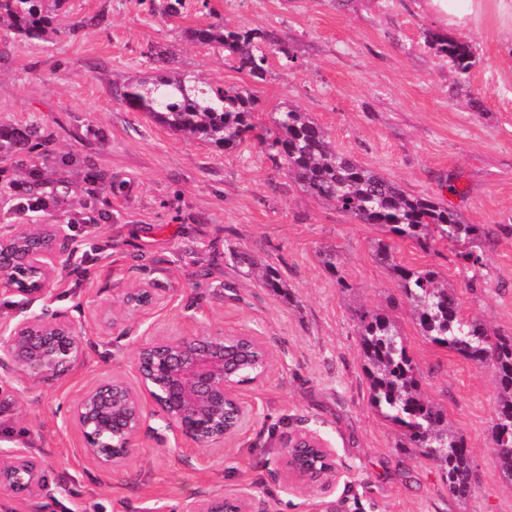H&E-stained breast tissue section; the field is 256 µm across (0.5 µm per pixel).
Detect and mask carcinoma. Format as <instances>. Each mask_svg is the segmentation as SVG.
Returning a JSON list of instances; mask_svg holds the SVG:
<instances>
[{
	"label": "carcinoma",
	"mask_w": 512,
	"mask_h": 512,
	"mask_svg": "<svg viewBox=\"0 0 512 512\" xmlns=\"http://www.w3.org/2000/svg\"><path fill=\"white\" fill-rule=\"evenodd\" d=\"M62 0H0V22L29 38L58 31ZM191 41L224 51L238 69L261 80L269 56L289 53L270 32L208 23L187 29ZM460 76L473 66L472 50L446 39H434ZM121 102L187 139L236 150L257 145L287 176L310 195L334 204L362 224H378L423 252L441 242L457 247L456 258L471 273L466 287L476 288L485 267L483 243L511 224H467L453 206L406 193L387 177L336 150L328 133L308 113L290 106L271 113L270 125L255 122L254 94L223 87L184 74L162 75L148 89L128 83ZM14 132L0 128V152L17 153ZM377 261L396 279L419 331L431 342L495 369L496 400L493 426L495 455L503 477L512 481V334L489 329L481 320L463 315L456 288L434 271H417L394 258V247L382 240L374 246ZM238 266L257 274L263 286L283 298L288 284L273 267L259 268L249 253L237 252ZM357 336L370 403L385 420L398 426L408 443L420 450L442 473L458 500L472 492L470 448L464 436L448 425L443 410L421 391L416 368L404 337L387 315L372 310L357 313Z\"/></svg>",
	"instance_id": "1"
}]
</instances>
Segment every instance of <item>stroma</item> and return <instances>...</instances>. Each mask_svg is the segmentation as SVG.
<instances>
[{"instance_id": "1", "label": "stroma", "mask_w": 512, "mask_h": 512, "mask_svg": "<svg viewBox=\"0 0 512 512\" xmlns=\"http://www.w3.org/2000/svg\"><path fill=\"white\" fill-rule=\"evenodd\" d=\"M168 20L141 0H64L65 33L28 39L0 27V126L40 125L46 142L0 155V225L16 195L52 196L35 224H64L85 209L100 222L77 233L79 253L32 309L65 311L92 347L81 371L57 386L0 377V448L40 456V496L0 497V512H181L189 498L251 489L274 512H512V482L494 456L492 365L475 364L422 336L398 285L372 251L379 226L318 200L257 146L226 152L187 141L119 101L124 83L176 70L247 87L261 117L290 104L327 130L336 149L406 192L452 203L468 224H512V34L497 0H483L469 31L449 32L425 0H186ZM275 34L264 79L191 43L211 17ZM468 44L460 77L425 43ZM457 176L458 195L443 187ZM398 263L434 270L457 287L465 315L512 333V234L485 243L480 288L468 291L453 251L422 252L394 240ZM336 252L337 272L322 263ZM242 250L273 266L290 298L242 273ZM149 283L165 296L146 315L109 330L101 307ZM388 310L406 340L421 388L471 450L474 491L458 501L440 472L370 404L358 350L359 309ZM263 338L267 377L242 386L254 415L224 450L199 465L166 431L147 436L122 472L106 475L79 451L64 419L84 388L111 376L135 380L144 336L190 329ZM312 432L340 475L326 494L287 490L285 435Z\"/></svg>"}]
</instances>
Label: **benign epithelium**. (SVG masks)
I'll return each mask as SVG.
<instances>
[{
	"mask_svg": "<svg viewBox=\"0 0 512 512\" xmlns=\"http://www.w3.org/2000/svg\"><path fill=\"white\" fill-rule=\"evenodd\" d=\"M74 237L57 224L0 225V298L21 296L30 306L54 285L64 255L72 256ZM165 300L149 284L125 289L117 314L105 313L116 328ZM85 329L63 313L14 315L0 326V373L25 384L55 385L84 366ZM259 336L192 330L178 336L157 334L137 348L138 381L113 375L84 389L66 409L65 420L81 437L84 457L101 472L125 469L143 437L163 424L177 444H186L205 463L213 445L232 441L253 409L231 378L235 366L254 364L252 382L262 381L270 362ZM287 489L327 493L339 475L336 455L312 432L288 435L283 444ZM43 461L25 448H0V495L35 498L45 488ZM184 512H272L256 506L247 489L208 493L187 502Z\"/></svg>",
	"mask_w": 512,
	"mask_h": 512,
	"instance_id": "1",
	"label": "benign epithelium"
}]
</instances>
